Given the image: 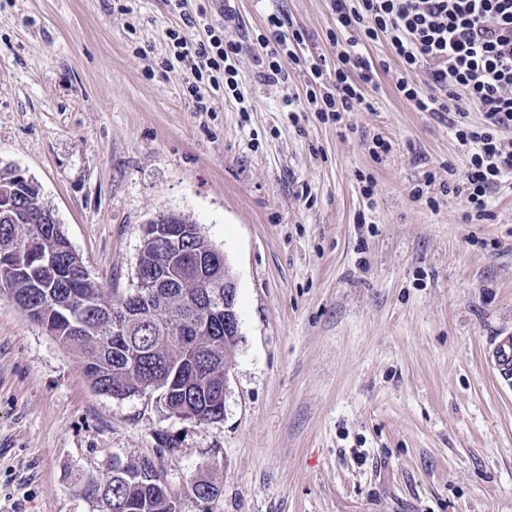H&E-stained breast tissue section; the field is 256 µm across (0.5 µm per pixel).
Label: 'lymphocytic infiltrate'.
Instances as JSON below:
<instances>
[{
  "instance_id": "lymphocytic-infiltrate-1",
  "label": "lymphocytic infiltrate",
  "mask_w": 512,
  "mask_h": 512,
  "mask_svg": "<svg viewBox=\"0 0 512 512\" xmlns=\"http://www.w3.org/2000/svg\"><path fill=\"white\" fill-rule=\"evenodd\" d=\"M336 22L328 35L336 53L334 70H327L325 55L305 57L294 51L303 40L301 31H286V21L268 15L267 28L274 45L261 61L269 82L287 81L283 62H291L307 75L305 98L316 112L333 122L346 114L372 111L365 94L375 85L377 68L364 54L366 45L385 40L399 63L395 88L417 111L445 123L465 159L463 169L449 168L446 181L425 173L414 195L423 198L432 187L463 197L465 221L488 217L493 189L512 180V0H336ZM181 23L169 37L179 59H193V81L188 87L196 110H204L202 82L212 89L237 87L240 43L211 34L196 39L199 16L181 12ZM427 73L430 93L418 85ZM333 74L330 91H323L326 74ZM482 120L471 124L470 111Z\"/></svg>"
}]
</instances>
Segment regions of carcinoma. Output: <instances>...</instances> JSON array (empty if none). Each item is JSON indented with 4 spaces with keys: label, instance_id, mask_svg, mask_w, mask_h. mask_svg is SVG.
Here are the masks:
<instances>
[{
    "label": "carcinoma",
    "instance_id": "obj_1",
    "mask_svg": "<svg viewBox=\"0 0 512 512\" xmlns=\"http://www.w3.org/2000/svg\"><path fill=\"white\" fill-rule=\"evenodd\" d=\"M54 238L51 260L28 265L23 255L10 268L0 267V294L11 299L33 322L60 343L79 350L84 374L93 388L111 396L163 391L172 412L199 422L220 419L224 407V365L238 339L200 332L199 304L204 302L193 260L181 262L175 282L153 288L124 335L112 333V312L120 303L115 288H105L84 268L60 225L48 223L39 196L18 186L7 205L0 204V252L41 228ZM161 475L146 459L117 471L92 490L104 512H173L176 495L160 490ZM197 500L210 503L220 488L206 479L194 483Z\"/></svg>",
    "mask_w": 512,
    "mask_h": 512
}]
</instances>
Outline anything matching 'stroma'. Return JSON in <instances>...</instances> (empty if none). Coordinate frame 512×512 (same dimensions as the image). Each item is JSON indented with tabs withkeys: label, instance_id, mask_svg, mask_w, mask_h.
Here are the masks:
<instances>
[{
	"label": "stroma",
	"instance_id": "stroma-1",
	"mask_svg": "<svg viewBox=\"0 0 512 512\" xmlns=\"http://www.w3.org/2000/svg\"><path fill=\"white\" fill-rule=\"evenodd\" d=\"M237 91L206 89L168 31V0H0V171L32 178L92 278L136 286L142 227L184 215L223 252L239 342L224 417L169 415L158 394L95 392L79 351L0 295V512H100L87 487L154 460L182 512H512V387L485 358L512 334V183L465 223L462 198L415 199L462 166L453 135L394 86L344 126L285 111L306 74L260 78L264 20L328 53L332 0H234ZM391 150L374 161L373 138ZM372 196H365L366 182Z\"/></svg>",
	"mask_w": 512,
	"mask_h": 512
}]
</instances>
